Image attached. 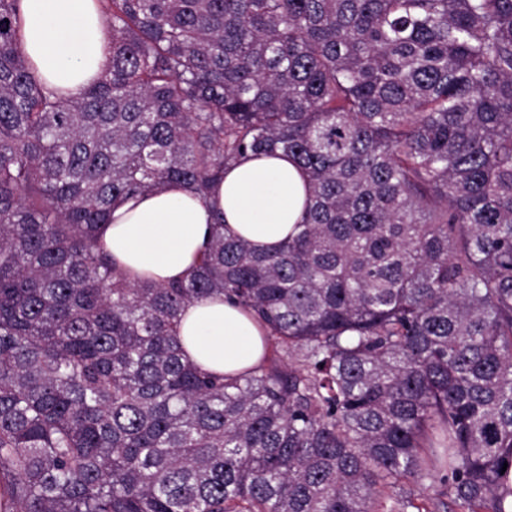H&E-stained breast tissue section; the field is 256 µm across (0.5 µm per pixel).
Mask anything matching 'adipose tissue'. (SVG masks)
<instances>
[{
	"label": "adipose tissue",
	"mask_w": 512,
	"mask_h": 512,
	"mask_svg": "<svg viewBox=\"0 0 512 512\" xmlns=\"http://www.w3.org/2000/svg\"><path fill=\"white\" fill-rule=\"evenodd\" d=\"M20 39L37 74L78 93L108 63L107 27L96 0H22ZM308 177L284 156L249 157L230 168L205 206L172 184L129 197L113 208L98 240L132 281L184 277L210 237L212 209L224 232L258 251H277L305 214ZM177 334L187 360L219 375H237L264 356L263 331L231 302L208 298L185 308Z\"/></svg>",
	"instance_id": "ef3b65f1"
}]
</instances>
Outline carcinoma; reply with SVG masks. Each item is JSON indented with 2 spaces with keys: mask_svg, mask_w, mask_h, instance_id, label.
<instances>
[{
  "mask_svg": "<svg viewBox=\"0 0 512 512\" xmlns=\"http://www.w3.org/2000/svg\"><path fill=\"white\" fill-rule=\"evenodd\" d=\"M98 5L66 95L0 0V512H512V0ZM278 151L279 251L222 218L180 281L99 251L123 198ZM216 294L287 360L188 363Z\"/></svg>",
  "mask_w": 512,
  "mask_h": 512,
  "instance_id": "carcinoma-1",
  "label": "carcinoma"
}]
</instances>
